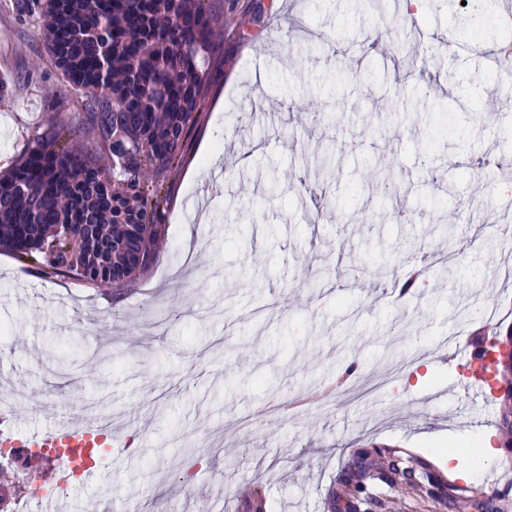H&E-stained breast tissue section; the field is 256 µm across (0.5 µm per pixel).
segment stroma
Wrapping results in <instances>:
<instances>
[{"instance_id":"1","label":"stroma","mask_w":512,"mask_h":512,"mask_svg":"<svg viewBox=\"0 0 512 512\" xmlns=\"http://www.w3.org/2000/svg\"><path fill=\"white\" fill-rule=\"evenodd\" d=\"M272 2L224 0L203 105L167 173L169 212L202 198L209 219L169 224L122 291L0 250L14 431L106 415L115 429L101 479L70 485L61 512H194L200 494L225 512L254 489L267 512H348L360 449L447 476L439 452L460 417L502 448L498 392L476 393L475 363L444 340L512 339V75L492 50L512 43V15L496 0H420L415 15L399 0ZM32 3L0 0V172L61 86ZM413 30L429 67L405 82L382 45ZM331 140V172L300 167ZM266 410L275 429L252 422ZM448 485L456 497L409 495L397 512H512V452Z\"/></svg>"}]
</instances>
